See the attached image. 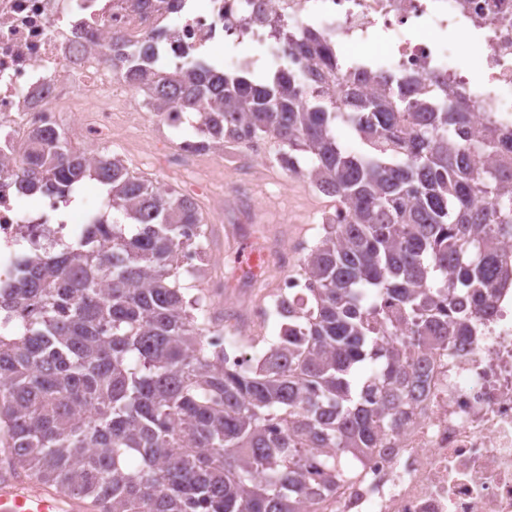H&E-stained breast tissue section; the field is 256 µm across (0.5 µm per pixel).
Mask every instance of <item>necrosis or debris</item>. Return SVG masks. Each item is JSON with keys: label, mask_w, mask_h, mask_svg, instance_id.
<instances>
[{"label": "necrosis or debris", "mask_w": 512, "mask_h": 512, "mask_svg": "<svg viewBox=\"0 0 512 512\" xmlns=\"http://www.w3.org/2000/svg\"><path fill=\"white\" fill-rule=\"evenodd\" d=\"M315 29L333 45L381 41L386 53L360 60L364 88L381 77L414 78L428 96L447 80L471 110L512 123V0H0V161L20 158L39 132L85 142L120 139L149 147L151 162L181 176L195 200L223 203L224 188L193 169L192 140L169 146L140 115L131 88L112 76L113 36L150 45L181 66L213 45ZM481 51L480 76L463 63L468 44ZM82 84L76 95L74 84ZM18 186L0 173V267L15 243L77 234L45 195L35 212L13 200ZM492 312L473 336L415 351L427 366L382 450L358 463L356 479L337 489L332 512H512V279L493 289Z\"/></svg>", "instance_id": "1"}]
</instances>
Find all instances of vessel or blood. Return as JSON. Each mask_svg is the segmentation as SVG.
<instances>
[{
    "label": "vessel or blood",
    "instance_id": "obj_1",
    "mask_svg": "<svg viewBox=\"0 0 512 512\" xmlns=\"http://www.w3.org/2000/svg\"><path fill=\"white\" fill-rule=\"evenodd\" d=\"M80 508L78 501L59 498L16 472L0 471V512H79Z\"/></svg>",
    "mask_w": 512,
    "mask_h": 512
}]
</instances>
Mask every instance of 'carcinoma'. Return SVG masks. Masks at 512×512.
Here are the masks:
<instances>
[{
  "mask_svg": "<svg viewBox=\"0 0 512 512\" xmlns=\"http://www.w3.org/2000/svg\"><path fill=\"white\" fill-rule=\"evenodd\" d=\"M273 52L315 69L266 84L197 61L158 70L112 38L122 77L160 119L192 115L199 149L267 141L280 165L304 157L306 180L347 213L303 255L310 293L275 296L279 335L235 337L233 363L213 340L222 318L181 280L182 250L208 255L196 201L53 131L12 168L26 197L66 201L95 180L135 227L101 214L74 244L34 241L0 284V447L94 512H308L397 426L421 382L408 346L472 335L508 278L496 256L512 237V125L472 130L450 91L388 80L366 96L313 31ZM309 76L320 87L304 105ZM338 117L367 151L339 145ZM370 382L377 402L360 408Z\"/></svg>",
  "mask_w": 512,
  "mask_h": 512,
  "instance_id": "obj_1",
  "label": "carcinoma"
}]
</instances>
